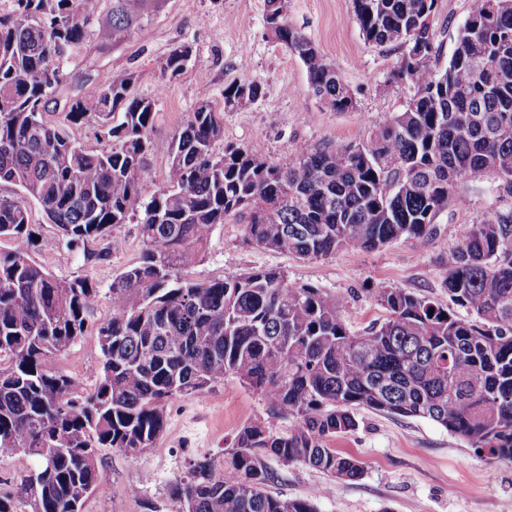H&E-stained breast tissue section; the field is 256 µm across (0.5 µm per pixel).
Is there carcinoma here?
Returning <instances> with one entry per match:
<instances>
[{
  "label": "carcinoma",
  "instance_id": "obj_1",
  "mask_svg": "<svg viewBox=\"0 0 512 512\" xmlns=\"http://www.w3.org/2000/svg\"><path fill=\"white\" fill-rule=\"evenodd\" d=\"M352 2L365 41L403 49L397 77L415 93L401 111L356 145H304L283 165L258 144L215 154L224 113L202 104L168 141L166 189L148 200L156 100L133 93V74H101L98 91L66 113L72 124L97 119L112 139L106 150L85 148L43 110L69 48L89 34L127 38L159 0H112L93 30L89 0H11L0 12V102L9 105L0 111V183L21 194L0 196V240L14 243L0 251V456L38 460L20 490H0V512H83L98 479V458L84 449L142 453L163 432L169 400L228 375L293 425L279 432L251 421L223 456L194 461L169 487L179 512H315L308 499L268 490L262 457L361 479L362 462L331 447L355 431L358 408L428 419L477 452L512 458V210L485 216L448 250L444 288L468 319L381 287L373 295L386 318L357 334L336 299L279 268L209 282L178 276L230 216L250 245L322 259L432 239L437 215L466 204L461 182L493 174L512 188V0L470 6L444 68L429 21L435 0ZM265 5L267 29L302 61L315 94L334 112L354 111L336 67L288 25V0ZM187 63V46H177L162 73ZM260 93L254 80L231 84L224 106ZM24 199L68 249L98 262L108 253L90 246L141 215L143 253L108 288L101 376L87 394L53 362L83 335L100 291L31 257Z\"/></svg>",
  "mask_w": 512,
  "mask_h": 512
}]
</instances>
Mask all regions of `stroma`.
<instances>
[{
  "label": "stroma",
  "mask_w": 512,
  "mask_h": 512,
  "mask_svg": "<svg viewBox=\"0 0 512 512\" xmlns=\"http://www.w3.org/2000/svg\"><path fill=\"white\" fill-rule=\"evenodd\" d=\"M470 5L471 0H435L433 25L442 58H449ZM264 10V0H164L148 23L117 45L87 37L69 51L44 118L64 123L71 101L96 90L97 74L133 72L135 93L156 100V149L148 157L151 179L143 188L149 196L166 186L167 142L201 103L224 114V141L215 144V153L227 143H257L272 161L285 164L303 145L358 144L413 96V87L393 76L400 50L364 40L352 0H288L289 25L336 66L353 97L354 111H330L314 95L303 63L271 37ZM179 45L192 49L188 65L179 75H163L164 59ZM247 79L260 82L261 96L225 107V87ZM459 191L467 206L443 211L436 220L437 234L428 242L403 238L372 251L343 249L318 260L245 244L241 224L229 218L214 227L203 259L183 275L207 282L277 267L290 282L316 286L334 297L351 331L360 332L385 317L373 298L378 283L448 304L443 286L448 250L487 214L512 209V194L495 176L460 184ZM27 210L34 230L31 254L57 278L85 277L104 292L141 256L138 218L112 227L98 241L109 259L97 263L68 250L36 203H28ZM109 312L108 300H100L83 335L58 361L89 391L100 378L98 327ZM258 418L278 431L292 424L289 416L270 415L261 396L232 376L169 401L165 428L152 448L135 457L100 449L99 483L84 512H177L168 492L171 482L196 459L222 456L239 429ZM357 420V429L334 446L362 462L360 480H339L268 456L264 463L273 475L271 491L286 499L311 500L315 512H512V458L476 453L426 419L361 409Z\"/></svg>",
  "instance_id": "stroma-1"
}]
</instances>
